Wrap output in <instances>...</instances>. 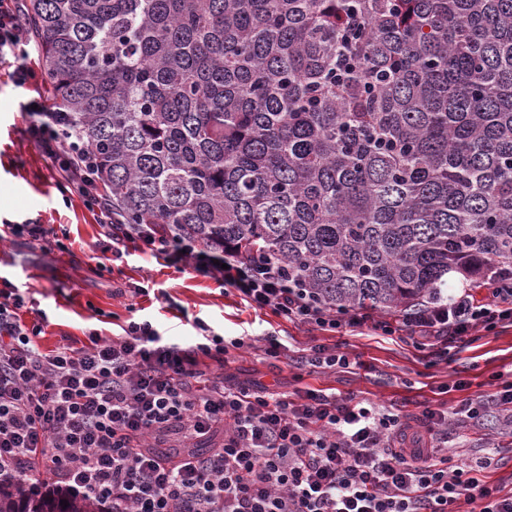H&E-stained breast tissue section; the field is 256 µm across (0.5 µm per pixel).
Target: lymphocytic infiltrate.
Returning <instances> with one entry per match:
<instances>
[{"label":"lymphocytic infiltrate","instance_id":"lymphocytic-infiltrate-1","mask_svg":"<svg viewBox=\"0 0 512 512\" xmlns=\"http://www.w3.org/2000/svg\"><path fill=\"white\" fill-rule=\"evenodd\" d=\"M21 0H0V61L17 64L18 85L36 81L28 62L39 46ZM29 137L59 188L97 214L113 245L130 242L178 268H191L233 289L256 309L324 332L369 327L374 335L406 333L415 347L448 353L475 328L512 325V274L502 273L488 298L472 289L398 317L322 305L282 265L202 248L180 230L128 223L98 180L80 141L39 97ZM24 297L0 286V482L38 474L55 488L95 500L101 512H512V490L490 480L489 461L449 465L439 445L449 427L480 424L500 413L512 429V381L468 396L452 409L415 415L384 411L353 396L308 389L280 393L224 384L201 366L223 361V338L201 335L183 347L150 321L122 335L89 336L76 347L42 350L39 324L20 316ZM223 432L219 446L179 457L158 454L169 439L188 443Z\"/></svg>","mask_w":512,"mask_h":512}]
</instances>
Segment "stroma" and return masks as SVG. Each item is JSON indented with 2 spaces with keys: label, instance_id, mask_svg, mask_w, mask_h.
Listing matches in <instances>:
<instances>
[{
  "label": "stroma",
  "instance_id": "1",
  "mask_svg": "<svg viewBox=\"0 0 512 512\" xmlns=\"http://www.w3.org/2000/svg\"><path fill=\"white\" fill-rule=\"evenodd\" d=\"M13 71L12 64L0 65V226L31 219L43 224L47 235L35 250L18 238L1 237L0 278L25 296V320L42 322V349L58 346L66 336L112 337L129 319L150 321L168 340L189 346L199 338L195 324L201 321L224 340L244 341L242 348L230 349L224 364L210 366L226 384L290 395L326 389L404 414L427 406L452 408L466 394L493 391L497 374L512 380V326L477 329L468 343L440 360L417 350L404 335L376 336L365 327L320 333L281 321L270 311L246 307L214 280L166 266L131 245L122 256L103 260L105 230L78 196L61 192L46 168L27 132L32 118L19 109L24 91L15 85ZM133 284L148 285V294L130 292ZM270 333L283 344L275 360L264 353ZM316 341L348 354L351 369L306 366L303 357ZM459 380L468 390L456 389Z\"/></svg>",
  "mask_w": 512,
  "mask_h": 512
}]
</instances>
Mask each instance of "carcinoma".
I'll return each instance as SVG.
<instances>
[{
    "label": "carcinoma",
    "mask_w": 512,
    "mask_h": 512,
    "mask_svg": "<svg viewBox=\"0 0 512 512\" xmlns=\"http://www.w3.org/2000/svg\"><path fill=\"white\" fill-rule=\"evenodd\" d=\"M29 21L128 223L260 252L332 310L512 269V0H31ZM0 512L99 510L22 480Z\"/></svg>",
    "instance_id": "1"
}]
</instances>
